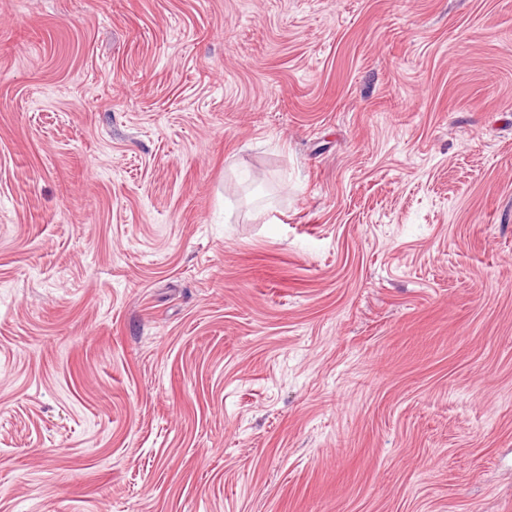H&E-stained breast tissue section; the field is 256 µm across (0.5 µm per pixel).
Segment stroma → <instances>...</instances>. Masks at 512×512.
Here are the masks:
<instances>
[{
	"label": "stroma",
	"mask_w": 512,
	"mask_h": 512,
	"mask_svg": "<svg viewBox=\"0 0 512 512\" xmlns=\"http://www.w3.org/2000/svg\"><path fill=\"white\" fill-rule=\"evenodd\" d=\"M0 512H512V0H0Z\"/></svg>",
	"instance_id": "35a3bbf8"
}]
</instances>
